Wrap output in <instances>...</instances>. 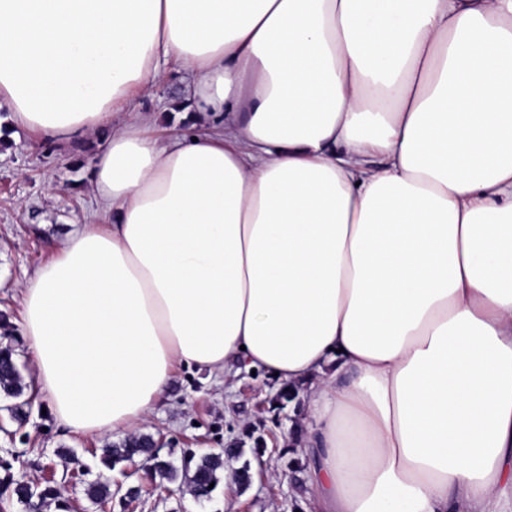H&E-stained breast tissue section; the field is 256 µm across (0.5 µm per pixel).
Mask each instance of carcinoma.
Listing matches in <instances>:
<instances>
[{
  "label": "carcinoma",
  "instance_id": "cac0c4a2",
  "mask_svg": "<svg viewBox=\"0 0 512 512\" xmlns=\"http://www.w3.org/2000/svg\"><path fill=\"white\" fill-rule=\"evenodd\" d=\"M33 381L26 380L15 357L11 343L0 345V397L12 399L14 403L7 407L10 417L18 422L26 420L34 402L32 392ZM257 448L254 450V461L262 463L266 453V441L263 437L256 439ZM242 455L240 448H214L202 455H196L191 450L183 452L181 465L161 456V448L151 434L132 435L112 442L101 449V453L93 454L98 477L86 483L85 496L100 509L108 512L112 509L113 499L118 497L124 504L130 503L127 494L120 493L114 487L112 480L104 476V472L119 470L128 479L134 475L131 468L137 464L136 458H143L146 472L151 478H158L174 486V491L189 494L198 502H210L214 498L215 487L224 480V468L235 463L238 465L236 476L239 488L249 487L253 481L252 462L238 464ZM0 468L6 472L0 479V497L7 496L16 500L24 507V512H36V509L55 507L58 512H71L70 500L61 493L52 479H47L41 485L33 486L23 479H16L11 474L12 466L7 461L0 460Z\"/></svg>",
  "mask_w": 512,
  "mask_h": 512
}]
</instances>
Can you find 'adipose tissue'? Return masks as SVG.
<instances>
[{
    "instance_id": "ef3b65f1",
    "label": "adipose tissue",
    "mask_w": 512,
    "mask_h": 512,
    "mask_svg": "<svg viewBox=\"0 0 512 512\" xmlns=\"http://www.w3.org/2000/svg\"><path fill=\"white\" fill-rule=\"evenodd\" d=\"M2 108L103 135L104 223L20 290L61 426L243 363L303 401L306 512H512V0H0ZM186 85V73L178 69L171 70L165 85L141 100L142 109L146 112H171L170 109L174 108L176 112H182L179 105H184Z\"/></svg>"
}]
</instances>
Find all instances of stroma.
I'll list each match as a JSON object with an SVG mask.
<instances>
[{
    "instance_id": "stroma-1",
    "label": "stroma",
    "mask_w": 512,
    "mask_h": 512,
    "mask_svg": "<svg viewBox=\"0 0 512 512\" xmlns=\"http://www.w3.org/2000/svg\"><path fill=\"white\" fill-rule=\"evenodd\" d=\"M186 84L184 71L171 70L165 85L142 99L144 111L165 115L154 130L156 137L182 130L173 111L183 102ZM98 144L92 135L75 144L33 134L0 111V314H6L10 323L20 319L22 284L56 255L65 232L104 220L89 183ZM225 383L230 393L217 390L206 374L177 368L169 393L140 430L162 439L166 458L177 461L187 449L202 453L230 447L250 452L253 441L248 433L258 429L274 437L277 448L267 451V463L252 486L228 496L216 491L214 501L204 504L159 487L132 505L113 502L112 512H293L302 488L273 480L272 475L289 466L290 457L284 452L288 425L300 418L301 409L288 404L281 419L269 412L272 393L263 373L235 369ZM46 404L45 398H37L28 420L18 424L10 421L6 402L0 399V459L24 454L25 465L13 473L34 483L44 475L45 460H52L57 485L75 512H100L84 496L75 473L81 465H94V449L123 438L124 433H70L53 414L45 413ZM62 446L74 450L76 461L55 457V449Z\"/></svg>"
}]
</instances>
